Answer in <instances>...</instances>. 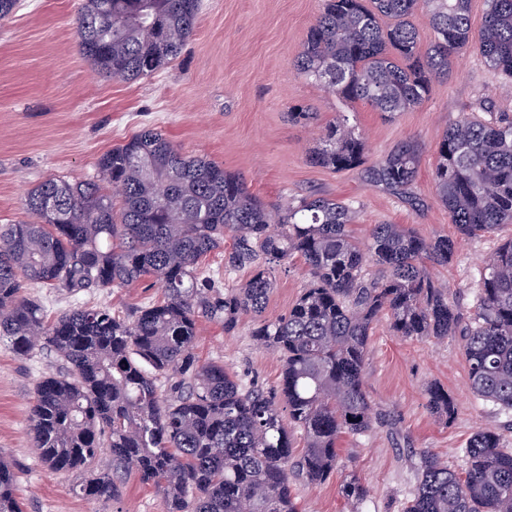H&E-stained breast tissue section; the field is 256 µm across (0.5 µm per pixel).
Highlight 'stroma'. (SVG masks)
<instances>
[{"instance_id": "stroma-1", "label": "stroma", "mask_w": 512, "mask_h": 512, "mask_svg": "<svg viewBox=\"0 0 512 512\" xmlns=\"http://www.w3.org/2000/svg\"><path fill=\"white\" fill-rule=\"evenodd\" d=\"M80 0H22L20 10L0 24V225L24 220L22 201L48 178L69 181L97 176L98 158L145 128L162 131L183 153L206 158L243 177L248 191L268 207L298 202L310 194L350 203L351 230L366 240L371 225L404 224L427 239L451 238L454 256L431 270L449 300L472 320L477 308L482 260L512 238V224L478 236L460 234L432 183L436 147L449 124L466 113L492 121L512 114V80L489 70L477 48L454 62L447 79L433 84L418 108L392 121L358 102L346 106L292 66L322 0H202L193 37L180 55L152 75L136 80L99 75L80 54L75 18ZM318 112L307 127L288 118L296 106ZM352 108L369 161L383 158L398 143L414 139L423 152L416 187L425 199L413 211L400 198L360 178L354 171L311 165L309 149L322 126ZM309 284L300 259L278 271L266 314L287 313ZM47 320L77 307H106L126 316L161 299L154 281L69 292L32 288ZM250 319L228 334L221 323H199L197 355L222 363L243 380L276 388L280 354L256 345ZM60 361L49 350L16 356L0 345V453L11 463L24 512H166L163 492L130 476L115 502L74 494L81 471L55 472L33 448L29 410L36 383L57 372ZM443 386L454 414L442 421L426 408L424 389ZM364 387L378 414L373 427L343 435L338 463L325 482H294L300 512H350L341 494L348 474L360 475L368 489L359 512H403L417 479L420 451L429 450L463 470L469 438L498 427L512 448V415L474 395L459 337L404 338L387 322L373 332Z\"/></svg>"}]
</instances>
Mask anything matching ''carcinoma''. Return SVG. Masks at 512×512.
<instances>
[{"label": "carcinoma", "instance_id": "obj_1", "mask_svg": "<svg viewBox=\"0 0 512 512\" xmlns=\"http://www.w3.org/2000/svg\"><path fill=\"white\" fill-rule=\"evenodd\" d=\"M201 0H82L77 36L100 74L147 76L175 59L192 36ZM428 20L422 46L414 23ZM476 46L487 66L512 77V0H487L471 23V0H324L293 66L305 79L388 120L421 106L448 77L461 50ZM342 112L308 161L356 171L368 183L423 207L415 191L422 147L407 140L372 164L366 142ZM432 181L451 223L466 236L512 224V118L464 114L437 146ZM98 180L49 178L24 200L26 221L0 225V342L26 356L49 348L62 370L35 387L33 447L57 472L88 467L102 451L112 468L75 492L118 500L128 475L160 487L169 512H299L293 482L324 481L344 434L372 426L364 389L373 326L386 316L398 336L460 337L472 392L512 412V239L486 263L473 326L435 285L428 265L453 256L448 238L428 240L401 224L349 230V203L309 196L270 209L216 163L187 156L144 129L97 161ZM119 188L120 203L101 184ZM232 240L223 286L202 276L204 257ZM300 258L310 284L281 317H265L274 272ZM380 268L366 273L367 261ZM153 279L163 299L127 317L84 307L54 322L23 294L25 284L81 291ZM255 322L253 341L283 361L278 388L246 383L194 353L200 320ZM429 411L451 417L448 391L426 389ZM288 408L283 421L281 407ZM299 428L295 453L288 425ZM460 473L432 451L417 463L405 512H512V448L495 427L475 432ZM342 495L358 512L367 489L355 474ZM0 512H22L10 463L0 455Z\"/></svg>", "mask_w": 512, "mask_h": 512}]
</instances>
